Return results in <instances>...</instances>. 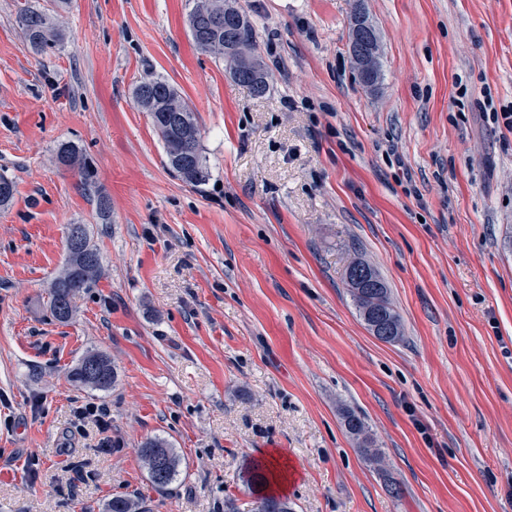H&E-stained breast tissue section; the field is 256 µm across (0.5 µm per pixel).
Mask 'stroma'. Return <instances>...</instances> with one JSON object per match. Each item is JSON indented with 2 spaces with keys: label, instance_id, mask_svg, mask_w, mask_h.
<instances>
[{
  "label": "stroma",
  "instance_id": "obj_1",
  "mask_svg": "<svg viewBox=\"0 0 512 512\" xmlns=\"http://www.w3.org/2000/svg\"><path fill=\"white\" fill-rule=\"evenodd\" d=\"M238 4L261 97L196 50L189 0H0V174L16 188L0 207V512H105L116 494L249 512L239 465L274 448L295 512H512V130L493 118L512 108V0H364L374 88L349 53L355 0ZM24 8L62 40L33 52ZM149 76L194 112L205 185L169 169L133 95ZM63 142L75 167L56 162ZM72 224L102 274L60 322L49 289ZM358 258L402 342L360 318ZM90 348L117 368L109 392L68 380ZM87 403L109 410L111 448L75 428ZM155 436L183 460L165 494L138 453ZM355 62L359 70L364 73L363 74L359 71L357 72L361 83H363L367 87H374L380 82L382 78L381 61H379L378 67L376 71L373 73V75H365L373 72L377 66V49H375L373 46H369L368 51L361 50L359 56L355 58ZM350 270L349 286L352 287L349 289L350 295L368 330L373 334L370 323L379 316L391 326L392 331L391 336L388 332L380 331L381 336H389L387 338L375 337L388 343L400 341L403 338L401 318L392 305L389 290L383 278L374 270L379 288H368L367 286L374 280L372 265L363 261L352 266ZM344 426L348 433L357 441L361 452L365 457L380 465L383 462L382 454L375 447V441L370 434L369 428L364 419L353 410L345 409L342 413Z\"/></svg>",
  "mask_w": 512,
  "mask_h": 512
}]
</instances>
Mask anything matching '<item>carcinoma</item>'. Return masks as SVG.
Wrapping results in <instances>:
<instances>
[{
    "label": "carcinoma",
    "instance_id": "obj_1",
    "mask_svg": "<svg viewBox=\"0 0 512 512\" xmlns=\"http://www.w3.org/2000/svg\"><path fill=\"white\" fill-rule=\"evenodd\" d=\"M27 45L36 53L44 51L58 32L48 17L28 10L20 17ZM189 33L197 50L224 63L225 71L239 85L255 97L264 96L269 89L268 71L258 55L250 64L237 63L224 57V43L242 41L256 50L255 29L245 13L224 0H193L188 14ZM138 103L148 112L153 126L162 136L167 165L181 180L201 186L209 181L210 171L201 146V137L194 113L182 100L177 90L166 80L149 78L134 88ZM59 164L73 167L80 160L81 151L74 143L60 145L56 154ZM102 258L90 244L83 224H71L66 237V258L62 272L55 277L50 290V307L60 321L72 316L73 299L82 291L93 287L100 275ZM377 288H352L350 295L365 325L380 317L391 328L388 343L403 338L399 314L394 309L389 290L383 278L376 276ZM68 378L78 387L108 392L118 380L116 368L106 355L95 350L87 351L68 371ZM344 426L357 441L365 457L379 465L382 454L375 448V441L364 419L350 409L342 413ZM139 454L151 487L167 492L180 474L181 459L170 442L163 438L146 439ZM274 477L271 466L256 460H245L239 469V478L247 488L252 501L250 512H293L288 498L273 494L270 485ZM106 512H144L133 496L114 495Z\"/></svg>",
    "mask_w": 512,
    "mask_h": 512
}]
</instances>
